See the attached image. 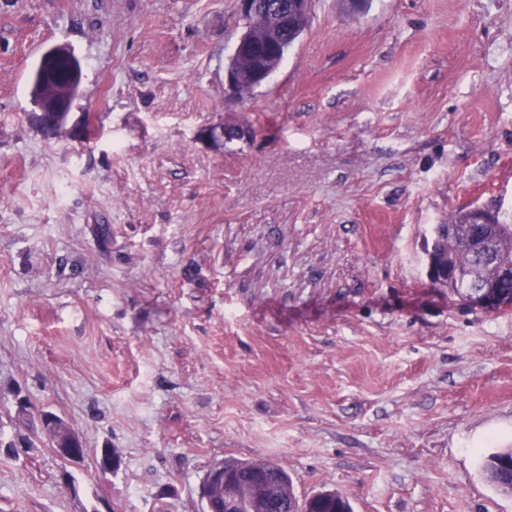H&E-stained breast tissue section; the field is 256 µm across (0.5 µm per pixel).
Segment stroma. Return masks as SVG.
<instances>
[{
  "instance_id": "stroma-1",
  "label": "stroma",
  "mask_w": 512,
  "mask_h": 512,
  "mask_svg": "<svg viewBox=\"0 0 512 512\" xmlns=\"http://www.w3.org/2000/svg\"><path fill=\"white\" fill-rule=\"evenodd\" d=\"M242 30L235 0H0V512H201L227 459L354 512H512L480 474L512 306L427 277L436 225L512 213V0H315L236 99ZM54 47L82 75L48 132ZM23 399L81 437L76 488L8 451ZM36 104L40 112H44L39 115V121L43 129L54 132L64 127L69 114L66 100L40 101Z\"/></svg>"
}]
</instances>
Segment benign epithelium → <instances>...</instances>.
Returning a JSON list of instances; mask_svg holds the SVG:
<instances>
[{"mask_svg": "<svg viewBox=\"0 0 512 512\" xmlns=\"http://www.w3.org/2000/svg\"><path fill=\"white\" fill-rule=\"evenodd\" d=\"M312 0H237L245 20V30L237 41L226 68L230 96L239 98L265 82L278 68L288 48L289 38L299 39L310 19ZM428 278L434 287L445 288L461 281L459 272L448 266L447 273L433 258H428ZM466 304L488 312L512 306V292L506 293L493 282L469 281L464 289ZM224 497V512H277L283 499L277 492L262 493L249 481L229 475L224 465L209 471L201 491L203 512L210 500Z\"/></svg>", "mask_w": 512, "mask_h": 512, "instance_id": "obj_1", "label": "benign epithelium"}]
</instances>
